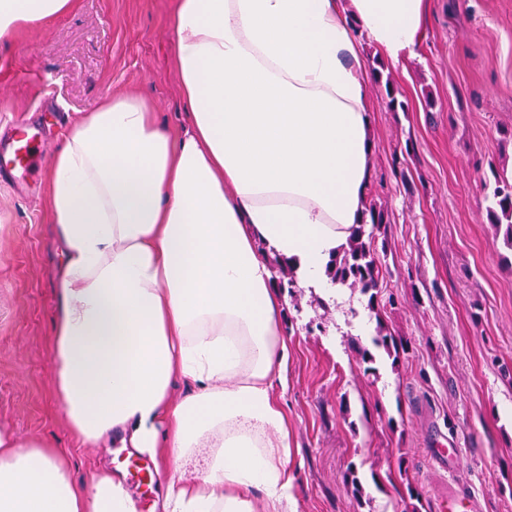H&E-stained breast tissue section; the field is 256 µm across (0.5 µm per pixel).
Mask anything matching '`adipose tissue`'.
<instances>
[{
    "label": "adipose tissue",
    "mask_w": 512,
    "mask_h": 512,
    "mask_svg": "<svg viewBox=\"0 0 512 512\" xmlns=\"http://www.w3.org/2000/svg\"><path fill=\"white\" fill-rule=\"evenodd\" d=\"M71 4L0 0V39ZM430 12L431 0H177L182 134L126 93L76 118L50 156L60 407L82 443L162 459L158 512H292L274 393L288 345L267 255L335 296L327 267L373 179L360 40L400 60ZM198 448L205 471L165 466ZM0 512L138 508L121 473L74 483L62 449L0 431Z\"/></svg>",
    "instance_id": "obj_1"
}]
</instances>
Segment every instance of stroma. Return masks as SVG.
<instances>
[{"instance_id": "1", "label": "stroma", "mask_w": 512, "mask_h": 512, "mask_svg": "<svg viewBox=\"0 0 512 512\" xmlns=\"http://www.w3.org/2000/svg\"><path fill=\"white\" fill-rule=\"evenodd\" d=\"M175 0H74L71 10L0 39V140L24 124L53 152L76 113L130 91L179 128ZM374 149L368 199L388 215L375 238L383 287L338 299L281 290L284 384L295 512H441L451 490L470 512H512V267L486 220L482 187L512 170V0H432L411 56L381 61L361 41ZM403 102L390 110L388 96ZM45 161L0 171V428L69 451L81 483L125 461L80 446L55 393L50 355L58 261ZM398 344L373 371L362 324ZM440 448L458 451L440 463ZM359 488H352V478Z\"/></svg>"}]
</instances>
